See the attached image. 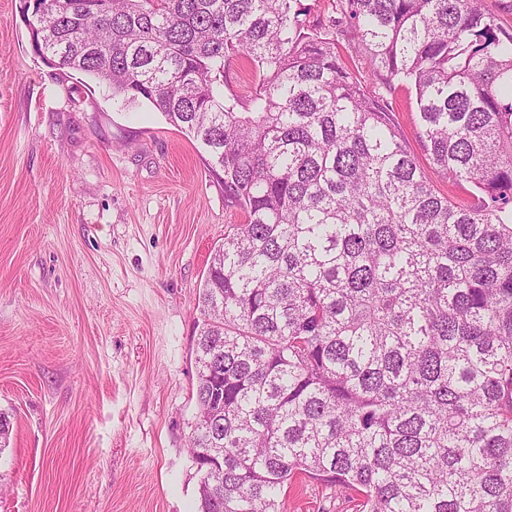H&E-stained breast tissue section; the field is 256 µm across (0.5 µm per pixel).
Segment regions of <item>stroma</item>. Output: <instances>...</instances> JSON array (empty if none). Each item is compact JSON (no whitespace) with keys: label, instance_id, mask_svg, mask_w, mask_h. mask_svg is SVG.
Returning a JSON list of instances; mask_svg holds the SVG:
<instances>
[{"label":"stroma","instance_id":"1","mask_svg":"<svg viewBox=\"0 0 512 512\" xmlns=\"http://www.w3.org/2000/svg\"><path fill=\"white\" fill-rule=\"evenodd\" d=\"M0 0V512H196L198 292L230 225L196 142L31 48ZM298 478L288 512H356Z\"/></svg>","mask_w":512,"mask_h":512}]
</instances>
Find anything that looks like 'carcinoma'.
Returning <instances> with one entry per match:
<instances>
[{
    "instance_id": "1",
    "label": "carcinoma",
    "mask_w": 512,
    "mask_h": 512,
    "mask_svg": "<svg viewBox=\"0 0 512 512\" xmlns=\"http://www.w3.org/2000/svg\"><path fill=\"white\" fill-rule=\"evenodd\" d=\"M41 2L33 51L149 102L244 216L198 294L197 512H287L299 476L358 512H512V30L485 0ZM339 40L341 41L340 47L345 62L351 66L357 76L362 78L369 87L372 89L376 88L378 86L377 81L372 77L370 67L364 55L361 56V54L356 53L354 49L349 47L347 41L341 40V38ZM376 90L378 89L376 88ZM392 99V105L394 108L393 118L396 120L400 132L409 145L411 150L418 157L419 162L422 166V171L427 177L428 181L431 182L435 189L442 194L450 195L457 202H464L469 199L465 192L458 189H450L448 187V181L444 179L435 169L430 165L427 157L420 148V145L416 139L415 125H416V103L414 100V94H411V99L407 90L404 87L397 86L392 96H388Z\"/></svg>"
}]
</instances>
